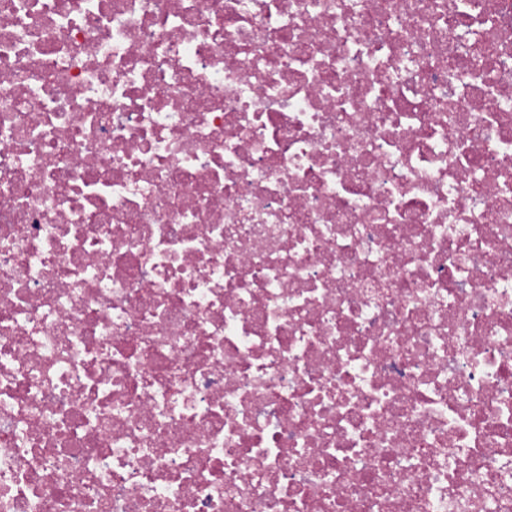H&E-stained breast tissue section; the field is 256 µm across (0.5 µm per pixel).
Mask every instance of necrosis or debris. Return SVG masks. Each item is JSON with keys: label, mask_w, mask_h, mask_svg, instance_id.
<instances>
[{"label": "necrosis or debris", "mask_w": 512, "mask_h": 512, "mask_svg": "<svg viewBox=\"0 0 512 512\" xmlns=\"http://www.w3.org/2000/svg\"><path fill=\"white\" fill-rule=\"evenodd\" d=\"M0 512H512V0H0Z\"/></svg>", "instance_id": "obj_1"}]
</instances>
